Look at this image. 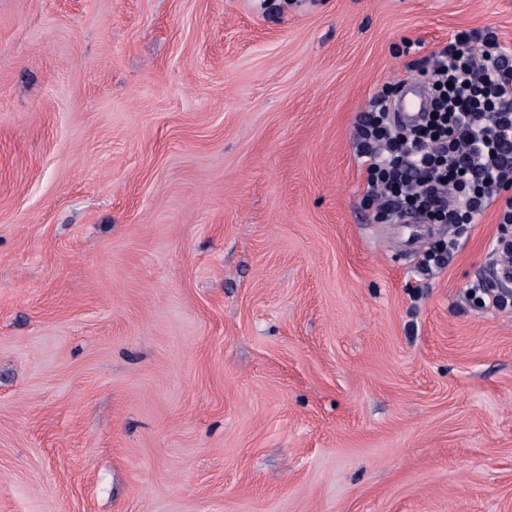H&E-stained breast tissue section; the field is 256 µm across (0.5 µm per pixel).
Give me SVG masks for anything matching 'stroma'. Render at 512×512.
<instances>
[{
    "label": "stroma",
    "mask_w": 512,
    "mask_h": 512,
    "mask_svg": "<svg viewBox=\"0 0 512 512\" xmlns=\"http://www.w3.org/2000/svg\"><path fill=\"white\" fill-rule=\"evenodd\" d=\"M461 32L512 0H0V512H512L498 210L408 249L355 150ZM462 245L461 241L456 237L448 238V245L442 246L440 249L430 248L422 256L419 263L420 268L423 271L433 272L434 268H442L446 263V256L444 253L447 250L448 261ZM470 292L478 298L484 307L498 310H510L512 307V292L502 288H487L483 282L470 286Z\"/></svg>",
    "instance_id": "35a3bbf8"
}]
</instances>
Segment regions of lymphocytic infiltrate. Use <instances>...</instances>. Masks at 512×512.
<instances>
[{"label":"lymphocytic infiltrate","instance_id":"obj_1","mask_svg":"<svg viewBox=\"0 0 512 512\" xmlns=\"http://www.w3.org/2000/svg\"><path fill=\"white\" fill-rule=\"evenodd\" d=\"M419 75L431 110L417 125L398 124L386 90L358 121L366 197L382 216L475 224L496 205L500 223L512 224V52L493 33H464Z\"/></svg>","mask_w":512,"mask_h":512}]
</instances>
